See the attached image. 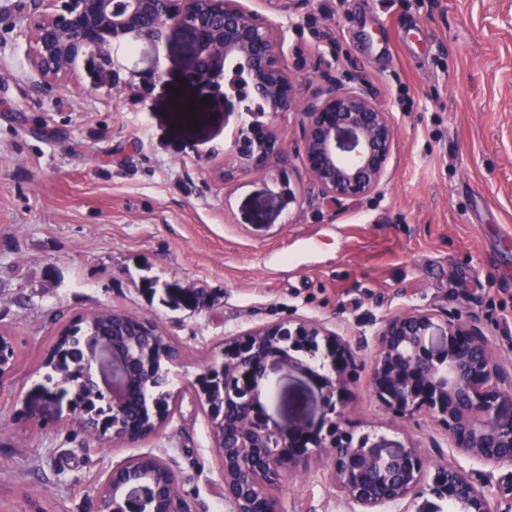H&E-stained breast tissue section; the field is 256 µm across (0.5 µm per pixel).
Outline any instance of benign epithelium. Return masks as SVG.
I'll list each match as a JSON object with an SVG mask.
<instances>
[{"label": "benign epithelium", "instance_id": "7a95c632", "mask_svg": "<svg viewBox=\"0 0 512 512\" xmlns=\"http://www.w3.org/2000/svg\"><path fill=\"white\" fill-rule=\"evenodd\" d=\"M29 24L21 35L31 46V62L43 77L63 81L81 66L95 86L115 85L123 69L121 51L146 41L153 45L169 34L187 37L183 52V79L207 88L226 112H251L258 102L265 112L302 115L298 153L311 184L333 205L356 201L378 192L389 173L397 128L390 113L381 109L357 75L338 71L329 61L317 68L323 83L310 99L299 95L298 77L285 63L283 31L261 11L241 0H26ZM142 87L162 74L155 67L131 72ZM278 134L267 124L244 122L235 134L234 150L223 164L220 178L248 168L262 176L271 172L279 152ZM272 333L309 336L334 352L328 370L317 372L294 358L270 353L242 366L235 358L248 348L251 337ZM380 349L373 372V387L380 401L394 414L425 412L448 431L454 447L492 466L512 464V420L500 417L501 406L512 402L502 389L503 366L494 356L486 334L460 318L439 322L426 310L387 319L379 333ZM446 337V347L432 344ZM105 350L119 366L118 379L106 387L98 381L91 355ZM220 356L228 379L246 376L248 394L241 403L242 432L262 428L271 436L286 435L292 451L266 458L262 468L234 482L224 479V497L243 512L240 503L253 492L266 494L280 485L283 474L305 466L315 456L332 461L331 477L338 490L360 512H377L381 501L366 499L353 477L372 470L414 489L424 473V462L414 448H377L352 452L345 447L343 429L348 392L350 355L335 335L304 321L276 322L250 336L224 342ZM78 357L99 393L112 405V416L122 413L128 393L127 359L104 340L90 341ZM278 361L311 374L322 392L323 413L315 426L292 429L273 422L261 403L258 382L267 365ZM112 508L99 512H132L139 482L114 469ZM448 499L465 500L467 512H494L490 500L458 470L448 478Z\"/></svg>", "mask_w": 512, "mask_h": 512}]
</instances>
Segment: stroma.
I'll return each mask as SVG.
<instances>
[{
  "label": "stroma",
  "mask_w": 512,
  "mask_h": 512,
  "mask_svg": "<svg viewBox=\"0 0 512 512\" xmlns=\"http://www.w3.org/2000/svg\"><path fill=\"white\" fill-rule=\"evenodd\" d=\"M287 63L335 53L397 127L385 184L335 206L311 190L297 153L301 116L253 113L283 138L299 200L239 169L220 181L234 113L205 105L177 48L143 43L128 61L164 72L145 96L92 88L81 71L44 80L16 0H0V333L20 359L0 380V512H97V483L137 455L163 458L186 512H235L192 386L225 340L308 320L351 353L343 427L354 446L419 450L420 484L380 512H430L437 468L461 470L512 512V465L457 450L427 413L395 417L372 373L384 320L414 310L484 330L512 379V0H307L267 6ZM203 289L194 307L169 290ZM101 308L155 321L180 351L169 420L134 442L66 417L43 379L64 326ZM308 371L269 363L261 382L278 424L311 426L321 390ZM276 512H357L326 458L285 472Z\"/></svg>",
  "instance_id": "stroma-1"
}]
</instances>
